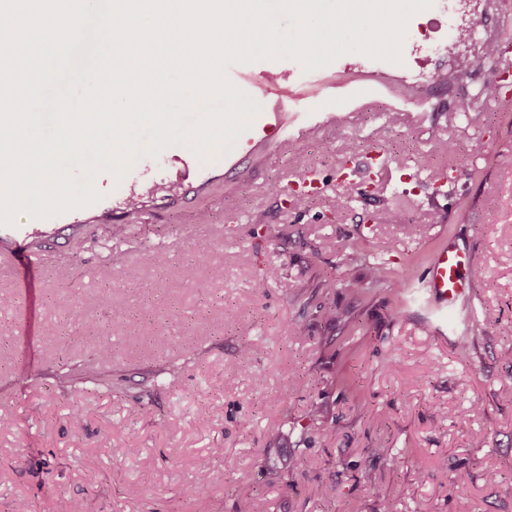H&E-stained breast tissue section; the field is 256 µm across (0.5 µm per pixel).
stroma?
<instances>
[{"instance_id": "stroma-1", "label": "stroma", "mask_w": 512, "mask_h": 512, "mask_svg": "<svg viewBox=\"0 0 512 512\" xmlns=\"http://www.w3.org/2000/svg\"><path fill=\"white\" fill-rule=\"evenodd\" d=\"M488 2L414 14L397 69L408 86L375 92L367 110L310 93L311 73L279 60L306 92L289 106L298 124L334 107L350 121L168 211L99 186L101 207L122 203L139 222L119 239L98 224L31 245L29 288L0 260V512L21 498L30 512H512V112L470 108L491 75H512L479 60L472 22ZM373 147L401 163L374 177ZM189 152L141 157L139 180L166 195L172 156ZM312 169L323 192H294ZM451 237L474 255L473 315L440 333L405 291ZM200 252L208 262L185 279ZM328 278L360 288L328 296ZM246 343L258 349L247 367ZM126 443L137 455L116 460ZM87 455L94 469L80 467ZM203 455L223 485H209ZM288 456L293 469L267 470ZM241 481L257 491L247 505Z\"/></svg>"}]
</instances>
